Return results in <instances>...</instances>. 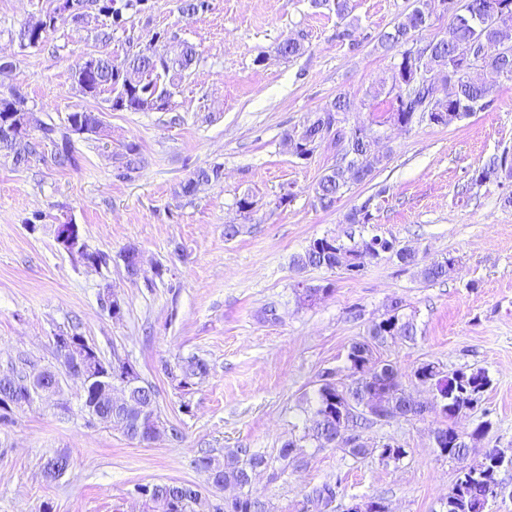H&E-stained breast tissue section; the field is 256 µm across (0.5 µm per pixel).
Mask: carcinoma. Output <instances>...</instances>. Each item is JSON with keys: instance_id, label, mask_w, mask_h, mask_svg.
Segmentation results:
<instances>
[{"instance_id": "obj_1", "label": "carcinoma", "mask_w": 512, "mask_h": 512, "mask_svg": "<svg viewBox=\"0 0 512 512\" xmlns=\"http://www.w3.org/2000/svg\"><path fill=\"white\" fill-rule=\"evenodd\" d=\"M495 2L501 13L502 24L488 23L480 26L475 21L476 6ZM456 14L451 19L448 34L438 40H431L418 48V53L426 54L428 63L436 69L444 83L445 96L439 97L427 85L412 89L399 88L394 102L390 103L386 120L393 121L394 115L403 116L406 123L424 121V116L442 109L447 110V123L451 124L472 112L487 109L485 99L488 88L472 79L469 71L482 62V57L497 48V41L503 32L512 37V0H456ZM57 9L26 23L21 29V39L37 40L43 43L50 32L55 30L58 20ZM425 29L423 17L412 10L403 20L397 22L379 38L380 47L385 50H398L404 57L407 47L415 40L416 34ZM161 53L153 48L132 58L118 61L109 56L98 57L96 70L87 75L88 90L81 91L84 96H95L94 86L109 89L115 98L124 103L126 112H146L148 99L154 95H164L170 101L176 81L189 70L196 60V51L186 45L178 58L158 63ZM355 110V102L349 96L340 94L328 106L315 113L313 120L300 129L285 133L296 137L294 152L304 155L313 154L317 146L325 140H336L333 123L340 116ZM84 118L86 124L97 123L95 114L88 111H74L67 114L64 125L57 127L39 119L35 127L41 132V138L54 146L53 162L59 166H77L74 145L68 143L67 129L70 121L76 117ZM373 130L358 125L350 132L351 147L355 151L356 161L346 164L345 159L330 168L314 188L315 199L323 209L335 207L337 200L345 192L352 180L362 181L369 177L382 164L385 155L376 150L371 142ZM0 154L12 156L14 164L25 165L34 156V151L19 153L14 142L0 136ZM222 176L218 166L196 169L191 177L180 184V194L190 196L201 182L218 181ZM501 176L512 177V158L508 151L494 155L474 170L471 184L481 185ZM373 220L371 202L367 201L355 207L345 215L348 224H369ZM372 250L376 255L388 253L404 266L419 265L418 254L408 246L394 239L374 235L360 238L348 244L333 237L315 238L304 251L293 258V265L299 271L308 269H341L356 274L355 268L363 254ZM453 259L446 258L420 265L419 275L426 283H435L448 275V264ZM401 301L393 300L386 313L378 321L366 326L364 337L353 341L347 351L345 370L349 382L336 378H320L311 403L309 424L304 434L297 440H290L279 449L278 455L270 459L254 448H230L222 456H216L205 450L195 459V467L206 476L211 487L224 488L233 485L239 488L237 499L224 503L218 512H274L273 506L263 495L253 491L249 484L251 470L268 466L272 462L279 464L281 472L297 467L304 461L302 442L313 440L320 448H342L349 455L359 458L375 456L381 462L398 460L406 451L402 447L387 448L383 445H371L366 442L354 443L351 439L336 438V404H347L360 400V394L367 392L384 402L397 418H417L424 414L420 407H411L403 402L402 375L396 364L380 361L375 357L379 344L391 341H412L416 328L412 321L401 313ZM209 373L205 360L192 356L185 358L177 366V371L167 370L171 378L179 381L181 387H187L194 381L204 379ZM42 378L47 383H59L56 374H44L27 359H20V366L13 367L7 374L0 375V395L10 398L6 403L0 398V422L9 420L14 410L30 404L29 391L34 378ZM416 378L448 396V408L442 415L441 426L436 428L440 437L438 452L460 464L456 481L448 496L457 502L456 512H486L489 502L497 496V474L506 468L512 469V459L504 460L495 466L496 449L486 450L478 461H470L472 444L482 440L490 431L492 423L483 420L468 434L456 428L459 415L474 410L470 402H481L483 394L491 386L492 380L482 370L463 371L461 375H444L433 362L422 364L416 370ZM130 404L127 407H115L109 403L100 387L88 392V400L104 414L112 415V427L121 431L128 439L143 442H156L175 429L167 426L161 418L156 400V390L152 384L140 381L129 387ZM69 468V459L65 455L56 456L45 464V471L52 479L64 474ZM139 488H148L151 495L144 500L145 512H197L194 508L193 494L200 491L194 484L171 481L165 483H139ZM336 499V485L325 482L312 487L301 502L298 512H326L327 506Z\"/></svg>"}]
</instances>
